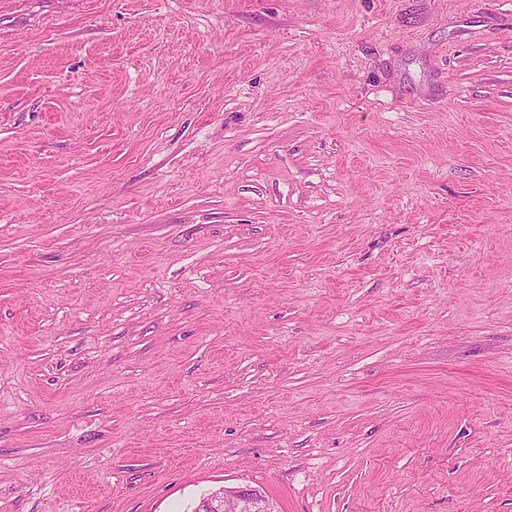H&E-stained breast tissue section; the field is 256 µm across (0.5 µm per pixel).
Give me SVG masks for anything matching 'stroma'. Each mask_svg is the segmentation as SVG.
Wrapping results in <instances>:
<instances>
[{"label":"stroma","instance_id":"stroma-1","mask_svg":"<svg viewBox=\"0 0 512 512\" xmlns=\"http://www.w3.org/2000/svg\"><path fill=\"white\" fill-rule=\"evenodd\" d=\"M512 512V0H0V512ZM259 491V490H258ZM249 485L215 491L201 500L196 512H274L273 502ZM266 496V497H265Z\"/></svg>","mask_w":512,"mask_h":512}]
</instances>
